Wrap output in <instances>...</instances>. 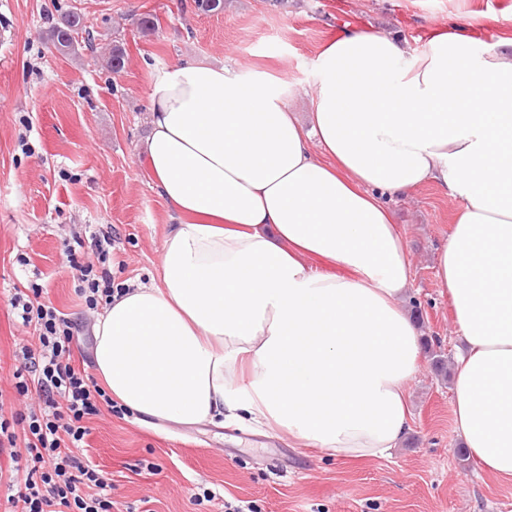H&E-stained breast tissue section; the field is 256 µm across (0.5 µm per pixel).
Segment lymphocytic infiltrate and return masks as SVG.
Returning a JSON list of instances; mask_svg holds the SVG:
<instances>
[{
	"instance_id": "f902f5d3",
	"label": "lymphocytic infiltrate",
	"mask_w": 512,
	"mask_h": 512,
	"mask_svg": "<svg viewBox=\"0 0 512 512\" xmlns=\"http://www.w3.org/2000/svg\"><path fill=\"white\" fill-rule=\"evenodd\" d=\"M95 261L78 263L68 246V260L77 271V295L90 311L111 303L115 293L110 261L111 235L91 236ZM40 288L15 291L14 320L32 335L13 373V387L23 398L37 397L11 417L0 415V454L21 463L24 483L8 497L7 512H112V480L82 455L90 419L114 411L111 397L74 358L79 325L69 314L45 304Z\"/></svg>"
}]
</instances>
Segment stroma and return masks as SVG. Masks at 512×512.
Here are the masks:
<instances>
[{
	"label": "stroma",
	"instance_id": "obj_1",
	"mask_svg": "<svg viewBox=\"0 0 512 512\" xmlns=\"http://www.w3.org/2000/svg\"><path fill=\"white\" fill-rule=\"evenodd\" d=\"M76 35L123 43L115 74L98 54L59 50L50 30L68 13ZM157 20L142 32L145 15ZM480 32V50L512 36V0H226L203 14L193 0H0V406L16 407L12 374L26 339L10 312L14 288L77 319V366L93 368L95 314L75 292L64 249L88 229L111 232L112 279L155 274L171 213L139 153L150 130L156 70L208 58L263 71L289 85L287 105L308 109L320 54L337 31L400 33L408 53L431 30ZM414 269L402 302L432 349L409 386L410 427L385 458L343 460L260 426H182L121 411L94 418L85 442L114 485L113 512H512V481L481 470L454 430L458 344L436 277L459 202L438 185L388 197ZM210 491L212 501L195 504Z\"/></svg>",
	"mask_w": 512,
	"mask_h": 512
}]
</instances>
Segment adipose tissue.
Segmentation results:
<instances>
[{"instance_id": "obj_1", "label": "adipose tissue", "mask_w": 512, "mask_h": 512, "mask_svg": "<svg viewBox=\"0 0 512 512\" xmlns=\"http://www.w3.org/2000/svg\"><path fill=\"white\" fill-rule=\"evenodd\" d=\"M475 43L443 28L411 55L395 34L341 31L306 129L281 78L206 59L159 70L141 152L177 222L157 280L114 295L94 325L112 398L162 422L255 423L338 458L385 457L422 350L382 197L432 182L461 202L437 269L462 343L455 431L512 481V38Z\"/></svg>"}]
</instances>
